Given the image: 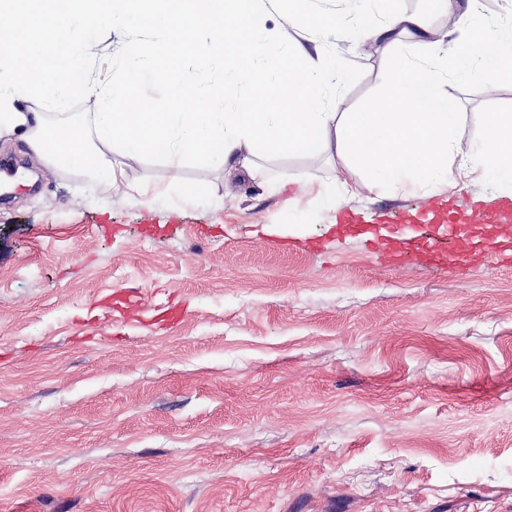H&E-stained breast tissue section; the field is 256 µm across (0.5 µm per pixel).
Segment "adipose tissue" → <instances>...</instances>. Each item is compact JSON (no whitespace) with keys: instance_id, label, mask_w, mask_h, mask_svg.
<instances>
[{"instance_id":"obj_1","label":"adipose tissue","mask_w":512,"mask_h":512,"mask_svg":"<svg viewBox=\"0 0 512 512\" xmlns=\"http://www.w3.org/2000/svg\"><path fill=\"white\" fill-rule=\"evenodd\" d=\"M268 0H0V136H18L43 163L150 200L162 185L133 182L125 160L159 156L171 170L191 160L207 168L234 161L248 176L261 159L323 152L337 205L355 194L412 187L432 194L479 173L488 190H512V113L489 112L483 132L462 146L458 105L449 77L496 87L512 71V32L490 33L479 21L482 0H429L430 12L382 10V0H347L327 16L313 0H278L283 20L361 41L391 35L394 74L388 88L361 111H340L345 73L293 50H282L266 26ZM450 22L454 45L435 40L421 54L408 37L427 30L430 13ZM126 30L133 41L115 62L95 35ZM192 56L206 71L221 67L209 86L187 80ZM111 79H104V70ZM163 78L164 105L130 107L138 82ZM88 106L81 123L48 125V113L73 101Z\"/></svg>"}]
</instances>
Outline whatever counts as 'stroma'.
I'll use <instances>...</instances> for the list:
<instances>
[{
	"label": "stroma",
	"instance_id": "1",
	"mask_svg": "<svg viewBox=\"0 0 512 512\" xmlns=\"http://www.w3.org/2000/svg\"><path fill=\"white\" fill-rule=\"evenodd\" d=\"M267 27L341 59L344 111L392 78L388 38L328 50L276 7ZM448 92L467 142L512 111V74ZM270 167L295 206L240 172L129 160L168 187L147 202L0 140V512H512V269L312 250L336 223L303 184L330 182L324 155ZM194 181L208 196L180 202ZM426 203L388 188L348 205ZM128 285L184 318L95 323Z\"/></svg>",
	"mask_w": 512,
	"mask_h": 512
}]
</instances>
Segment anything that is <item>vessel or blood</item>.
<instances>
[{"mask_svg":"<svg viewBox=\"0 0 512 512\" xmlns=\"http://www.w3.org/2000/svg\"><path fill=\"white\" fill-rule=\"evenodd\" d=\"M429 231L416 254L408 248L414 240L417 224L415 214L402 211L380 216L378 224L366 225L354 213L342 217L345 236L363 242L366 250H374L379 224H391L393 235L385 243L384 254L389 262L404 263L417 259L420 263L445 270L464 263L457 244L461 239L477 240L481 250L480 267L496 268L512 262V197L499 196L462 210L446 203L431 201L427 207ZM143 298L134 288H125L101 301L104 317L114 323L126 322L129 307L142 305Z\"/></svg>","mask_w":512,"mask_h":512,"instance_id":"obj_1","label":"vessel or blood"}]
</instances>
